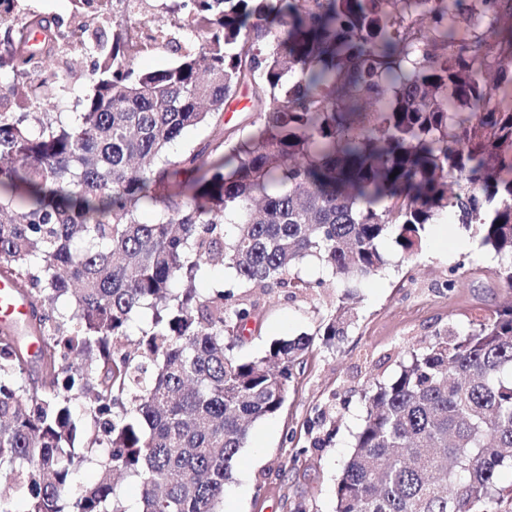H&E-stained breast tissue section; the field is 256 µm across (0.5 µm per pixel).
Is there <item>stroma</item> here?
<instances>
[{"mask_svg": "<svg viewBox=\"0 0 512 512\" xmlns=\"http://www.w3.org/2000/svg\"><path fill=\"white\" fill-rule=\"evenodd\" d=\"M89 64L80 47L48 61L57 75L58 112H76L79 98L91 92ZM381 249L387 264L359 290L346 336L331 348L314 344L281 412L253 424L233 465L224 512H332L369 384L392 379L403 351L423 346L435 327H468L507 296L497 286L500 261L481 248L475 230L440 218L428 225L418 253H403L389 238ZM299 274L316 283L307 295L292 298L283 288L249 294L256 318L244 353L259 356L273 341L316 336L341 290L311 262Z\"/></svg>", "mask_w": 512, "mask_h": 512, "instance_id": "obj_1", "label": "stroma"}]
</instances>
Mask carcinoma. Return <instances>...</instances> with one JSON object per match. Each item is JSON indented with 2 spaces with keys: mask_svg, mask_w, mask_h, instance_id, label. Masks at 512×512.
Returning <instances> with one entry per match:
<instances>
[{
  "mask_svg": "<svg viewBox=\"0 0 512 512\" xmlns=\"http://www.w3.org/2000/svg\"><path fill=\"white\" fill-rule=\"evenodd\" d=\"M73 17L113 0H73ZM159 29L179 56L140 72L145 12L95 28L34 15L0 28V72L24 75L72 45L93 91L66 123L46 76L25 101L0 85V276L28 300L35 359L0 327V512H223L250 426L278 414L303 335L243 354L247 299L197 283L217 267L237 288L315 283L343 292L322 324L354 323L353 289L386 264L390 237L418 250L451 215L507 259L512 294V0H186ZM247 115L224 127L241 91ZM453 109H448V100ZM212 137L172 156L190 128ZM154 208L155 220L141 219ZM91 486L69 490L88 463ZM512 299L465 331L434 329L363 425L334 512H512Z\"/></svg>",
  "mask_w": 512,
  "mask_h": 512,
  "instance_id": "carcinoma-1",
  "label": "carcinoma"
}]
</instances>
